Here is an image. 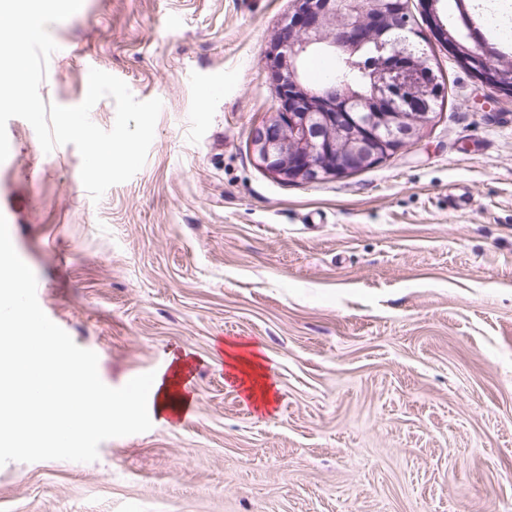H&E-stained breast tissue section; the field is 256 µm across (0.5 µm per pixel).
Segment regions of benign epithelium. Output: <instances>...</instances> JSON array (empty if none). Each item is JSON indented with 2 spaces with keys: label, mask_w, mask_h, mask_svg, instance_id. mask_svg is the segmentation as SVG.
<instances>
[{
  "label": "benign epithelium",
  "mask_w": 512,
  "mask_h": 512,
  "mask_svg": "<svg viewBox=\"0 0 512 512\" xmlns=\"http://www.w3.org/2000/svg\"><path fill=\"white\" fill-rule=\"evenodd\" d=\"M291 16L277 30L268 52L276 92L270 117L251 133L262 166L286 183L340 178L372 167L421 138L432 109L412 116L396 94L432 97L438 79L425 54H414L386 37L409 21L411 0H294ZM440 0H422L432 32L456 60L488 89L512 96V66L489 51L472 31H450L439 16ZM327 47L338 61L371 79L358 93L341 77L307 88L303 55Z\"/></svg>",
  "instance_id": "1"
}]
</instances>
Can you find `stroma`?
<instances>
[{
  "label": "stroma",
  "instance_id": "stroma-1",
  "mask_svg": "<svg viewBox=\"0 0 512 512\" xmlns=\"http://www.w3.org/2000/svg\"><path fill=\"white\" fill-rule=\"evenodd\" d=\"M292 0H83L40 86L90 69L161 99L143 168L92 201L74 145L7 124L0 214L45 314L109 387L189 363V414L96 461L0 466V512H512V97L438 40L422 137L340 179L285 183L252 129ZM274 383L250 401L223 351Z\"/></svg>",
  "mask_w": 512,
  "mask_h": 512
}]
</instances>
